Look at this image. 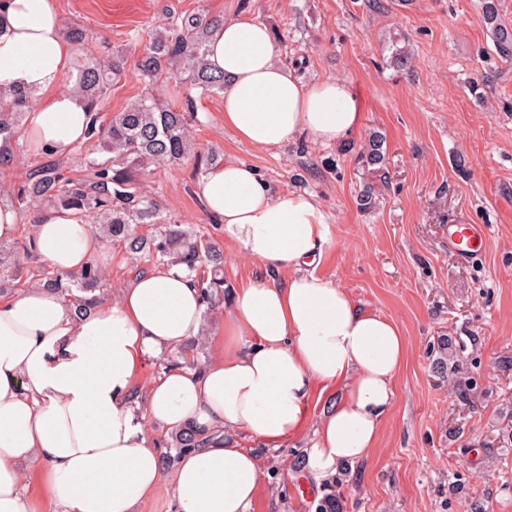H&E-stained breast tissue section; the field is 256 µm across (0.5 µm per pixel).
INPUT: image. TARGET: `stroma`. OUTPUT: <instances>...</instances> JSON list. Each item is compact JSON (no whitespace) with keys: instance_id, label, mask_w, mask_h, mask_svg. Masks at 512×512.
Here are the masks:
<instances>
[{"instance_id":"35a3bbf8","label":"stroma","mask_w":512,"mask_h":512,"mask_svg":"<svg viewBox=\"0 0 512 512\" xmlns=\"http://www.w3.org/2000/svg\"><path fill=\"white\" fill-rule=\"evenodd\" d=\"M62 23L86 30L78 59H126L104 101L107 114L143 94L135 62L173 16L249 15L278 33L282 63L303 82L350 81L362 122L348 142L309 137L268 149L238 142L222 100L197 101L192 134L202 156L254 166L273 189L316 199L329 226L316 268L365 308L390 316L409 355L372 457L349 464L346 512H512V59L496 53L481 0H58ZM410 69L392 62L396 51ZM382 166L358 154L371 133ZM196 162L138 174L165 217L194 225L224 252V278H264L261 263L224 240L196 192ZM488 228L484 252L463 263L448 249L452 224ZM99 261L116 298L148 259L108 242ZM452 346L439 351V337ZM326 403L313 397L305 431L272 448L241 437L261 463L249 512H315L324 495L305 450Z\"/></svg>"}]
</instances>
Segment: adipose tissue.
I'll use <instances>...</instances> for the list:
<instances>
[{"instance_id":"obj_1","label":"adipose tissue","mask_w":512,"mask_h":512,"mask_svg":"<svg viewBox=\"0 0 512 512\" xmlns=\"http://www.w3.org/2000/svg\"><path fill=\"white\" fill-rule=\"evenodd\" d=\"M73 53L57 0H0V88L32 96L24 134L57 156L84 141L88 123L84 100L63 87ZM278 56L267 26L246 16L209 34L208 62L225 78L224 126L240 142L272 148L306 133L331 146L359 128L351 82L303 83ZM197 189L225 241L268 277L228 291L224 329L209 339L216 358L153 377L143 418L129 401L144 358L202 332L204 306L185 272L140 274L85 315L44 288L0 296V512H139L165 485L174 512H249L261 471L238 432L272 447L296 437L317 388L331 397L307 471L329 477L376 449L407 343L393 319L316 273L328 234L319 203L272 191L234 160ZM33 241L62 275L104 252L72 210H42ZM155 427L194 428L202 444L166 467ZM28 460L41 466L36 496L20 468Z\"/></svg>"}]
</instances>
